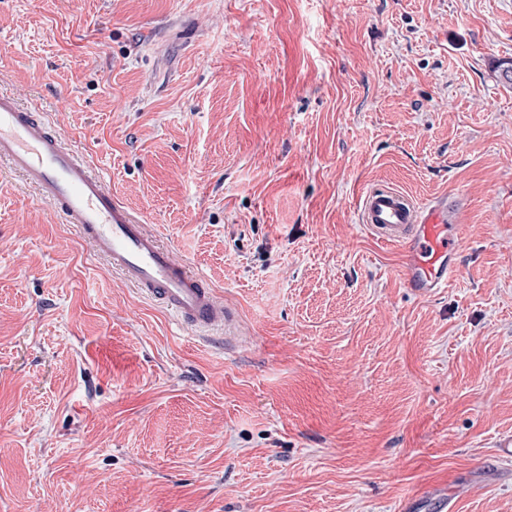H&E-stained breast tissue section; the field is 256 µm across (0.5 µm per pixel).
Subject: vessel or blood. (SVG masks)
Masks as SVG:
<instances>
[{
	"instance_id": "vessel-or-blood-1",
	"label": "vessel or blood",
	"mask_w": 512,
	"mask_h": 512,
	"mask_svg": "<svg viewBox=\"0 0 512 512\" xmlns=\"http://www.w3.org/2000/svg\"><path fill=\"white\" fill-rule=\"evenodd\" d=\"M20 173L63 223L141 294L161 300L182 325L223 326L224 304L199 275L171 265L158 237L108 189L103 177L37 112L0 91V163ZM359 217L377 241L403 247V277L416 294L447 287L456 268L447 205L415 204L383 185L366 190Z\"/></svg>"
}]
</instances>
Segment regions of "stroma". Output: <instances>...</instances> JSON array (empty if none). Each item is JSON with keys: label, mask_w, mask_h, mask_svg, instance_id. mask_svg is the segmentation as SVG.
Masks as SVG:
<instances>
[{"label": "stroma", "mask_w": 512, "mask_h": 512, "mask_svg": "<svg viewBox=\"0 0 512 512\" xmlns=\"http://www.w3.org/2000/svg\"><path fill=\"white\" fill-rule=\"evenodd\" d=\"M512 0H0L44 113L224 300L203 337L0 170V512H512ZM453 203L418 296L358 202Z\"/></svg>", "instance_id": "obj_1"}]
</instances>
